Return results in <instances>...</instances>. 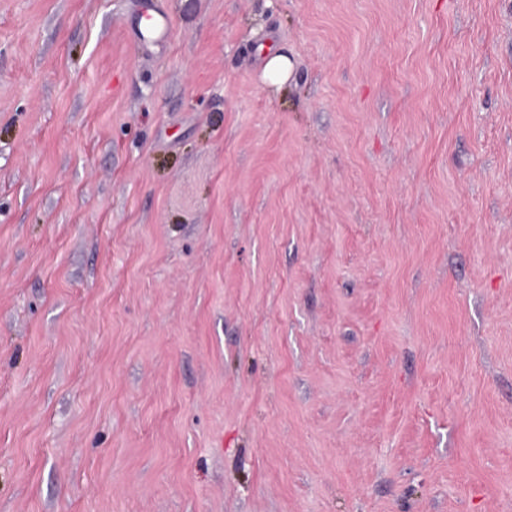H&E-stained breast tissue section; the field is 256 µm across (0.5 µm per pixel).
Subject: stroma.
Returning <instances> with one entry per match:
<instances>
[{
	"mask_svg": "<svg viewBox=\"0 0 512 512\" xmlns=\"http://www.w3.org/2000/svg\"><path fill=\"white\" fill-rule=\"evenodd\" d=\"M0 512H512V0H0ZM264 55L265 63L263 65V76L272 84L282 85L288 81L292 64L288 57L277 51Z\"/></svg>",
	"mask_w": 512,
	"mask_h": 512,
	"instance_id": "1",
	"label": "stroma"
}]
</instances>
